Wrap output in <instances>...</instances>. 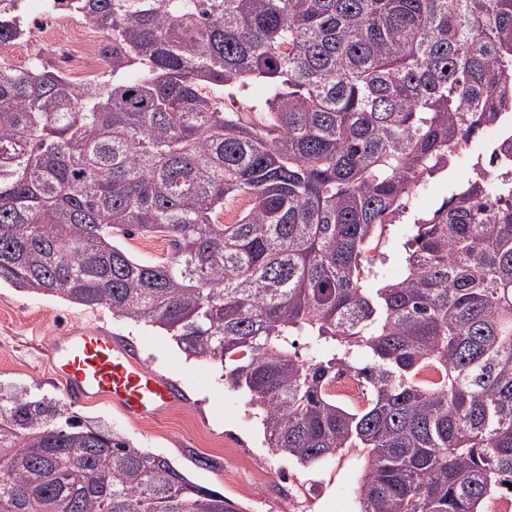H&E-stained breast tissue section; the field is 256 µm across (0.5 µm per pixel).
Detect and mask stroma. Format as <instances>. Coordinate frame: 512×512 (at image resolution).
<instances>
[{
  "label": "stroma",
  "instance_id": "1",
  "mask_svg": "<svg viewBox=\"0 0 512 512\" xmlns=\"http://www.w3.org/2000/svg\"><path fill=\"white\" fill-rule=\"evenodd\" d=\"M500 131L483 129L460 158L414 191L401 223L390 225L382 247L387 265L404 263L402 224L426 216L488 156ZM103 326L128 342L150 370L179 381L189 402L154 419L131 422L106 403H69L81 419L107 426L137 448L167 458L193 481L224 494L238 512H357L366 454L351 448L314 467L274 455L247 397L225 387L220 365L187 356L161 330L86 309L62 299L0 283V382L29 389L33 397L62 398L47 351L70 329Z\"/></svg>",
  "mask_w": 512,
  "mask_h": 512
}]
</instances>
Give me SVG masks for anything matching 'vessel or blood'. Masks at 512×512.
Wrapping results in <instances>:
<instances>
[{
	"mask_svg": "<svg viewBox=\"0 0 512 512\" xmlns=\"http://www.w3.org/2000/svg\"><path fill=\"white\" fill-rule=\"evenodd\" d=\"M48 361L68 400H105L134 421L186 401L181 387L146 368L128 343L101 328L66 332L51 343Z\"/></svg>",
	"mask_w": 512,
	"mask_h": 512,
	"instance_id": "1",
	"label": "vessel or blood"
}]
</instances>
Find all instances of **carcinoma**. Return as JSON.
Masks as SVG:
<instances>
[{"mask_svg": "<svg viewBox=\"0 0 512 512\" xmlns=\"http://www.w3.org/2000/svg\"><path fill=\"white\" fill-rule=\"evenodd\" d=\"M25 2L0 0L1 46L29 37ZM41 2L103 34L106 69L0 62V282L220 364L278 456L366 450L358 512H493L512 494V0ZM492 125L489 167L406 225L390 273L387 225ZM135 234L168 256L131 257ZM0 512L236 509L0 386ZM117 243L137 259L163 257L169 249L168 241L160 236L136 234L129 238L118 239Z\"/></svg>", "mask_w": 512, "mask_h": 512, "instance_id": "1", "label": "carcinoma"}]
</instances>
